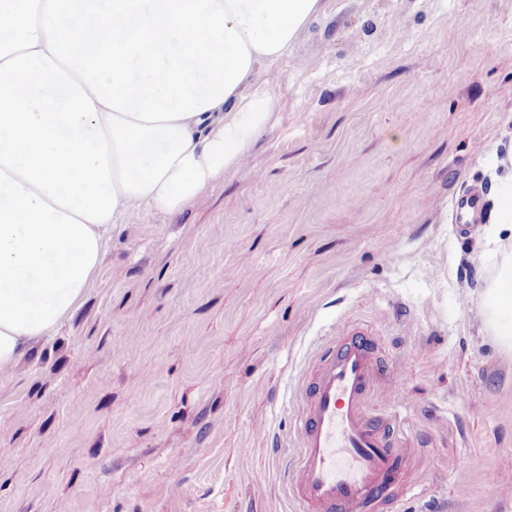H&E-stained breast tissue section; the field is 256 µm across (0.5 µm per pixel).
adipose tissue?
Here are the masks:
<instances>
[{
  "mask_svg": "<svg viewBox=\"0 0 512 512\" xmlns=\"http://www.w3.org/2000/svg\"><path fill=\"white\" fill-rule=\"evenodd\" d=\"M320 0H0V370L54 337L112 232L176 212L271 113L256 80ZM492 198L483 322L512 353V165Z\"/></svg>",
  "mask_w": 512,
  "mask_h": 512,
  "instance_id": "adipose-tissue-1",
  "label": "adipose tissue"
}]
</instances>
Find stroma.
I'll list each match as a JSON object with an SVG mask.
<instances>
[{
	"label": "stroma",
	"mask_w": 512,
	"mask_h": 512,
	"mask_svg": "<svg viewBox=\"0 0 512 512\" xmlns=\"http://www.w3.org/2000/svg\"><path fill=\"white\" fill-rule=\"evenodd\" d=\"M271 118L174 213L115 230L57 335L0 371V512H291V387L359 322L416 418L401 512H512V355L482 318L512 149V0H321ZM456 218L463 224H470L482 218L484 211V194L474 191L461 197L454 206Z\"/></svg>",
	"instance_id": "35a3bbf8"
}]
</instances>
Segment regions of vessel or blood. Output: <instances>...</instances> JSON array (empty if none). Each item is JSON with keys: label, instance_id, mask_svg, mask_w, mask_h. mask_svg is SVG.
Here are the masks:
<instances>
[{"label": "vessel or blood", "instance_id": "b4317fda", "mask_svg": "<svg viewBox=\"0 0 512 512\" xmlns=\"http://www.w3.org/2000/svg\"><path fill=\"white\" fill-rule=\"evenodd\" d=\"M454 210L459 222L481 219L483 192L461 197ZM320 360L295 391L299 448L286 473L289 496L296 512H382L406 483L410 450L397 433L398 410L370 406L380 368L373 341L364 328L348 326Z\"/></svg>", "mask_w": 512, "mask_h": 512}]
</instances>
